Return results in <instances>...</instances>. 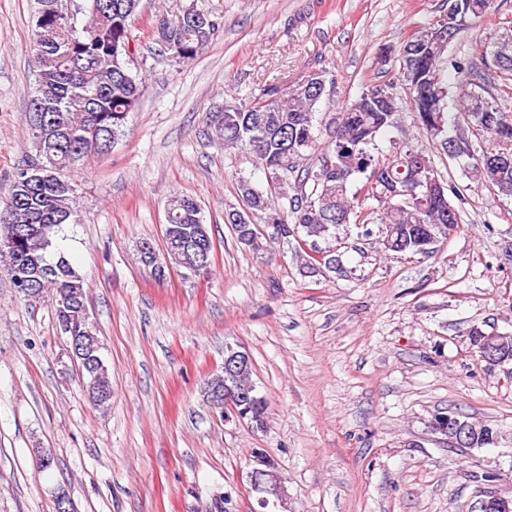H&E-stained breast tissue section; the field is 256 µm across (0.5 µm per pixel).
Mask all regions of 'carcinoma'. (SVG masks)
Returning a JSON list of instances; mask_svg holds the SVG:
<instances>
[{"label": "carcinoma", "instance_id": "carcinoma-1", "mask_svg": "<svg viewBox=\"0 0 512 512\" xmlns=\"http://www.w3.org/2000/svg\"><path fill=\"white\" fill-rule=\"evenodd\" d=\"M469 17L487 11L491 0H455ZM139 0H90L81 30L68 25L62 0H43V20L33 34L31 52L39 67L38 97L44 105L47 126L57 130L59 146L52 151L50 177L38 186H30L15 177L10 182L3 208L0 209V235L15 228L20 235L14 249L0 253L7 269L31 270L37 288L54 299L68 302L54 306L56 323L69 326L68 343L81 342L85 353L94 344L84 339L86 324L82 303L87 301L85 278L69 259L56 252V228L70 222L76 210V187L69 173L105 153L109 139L124 134L128 116L141 98V82L131 74V20ZM155 41L183 60L197 57L219 32L220 21L207 12L189 7L174 19L155 16ZM428 27L411 35L415 45L403 44L399 52L419 63L412 77L402 76L410 86L407 100L417 114L423 130L441 124L443 130L431 139L447 150L448 87L442 64L448 45L427 42ZM484 69L469 63L455 65L457 73L455 134L472 132L488 141L481 154L470 157L466 175L477 184L512 196V154L499 156L501 143H512V113L501 110L496 97L486 101L475 98L473 91L486 83L512 77V34L501 36L482 57ZM326 82L321 90L303 77L288 87L270 86L239 104H226L215 116L213 131L224 140L226 148H246L268 171V189L247 181L239 191L246 207L255 217L265 220L276 215L284 224L279 243H287L295 229L305 236L321 238L342 223L382 224L383 249L397 253L427 254L432 244L459 228L458 211L448 217V194L459 195L456 187L444 186L440 197L420 193L407 202L396 203L381 198L385 184L363 197L350 193L349 186L358 179L369 183L376 170L388 182H397L407 174L405 167L413 151L401 146L390 157L371 153L377 134L395 123L402 98L389 92L387 83H379L352 101H345L337 116L331 118L332 133L321 140L318 103L333 94V80L321 71ZM311 191H306V187ZM287 203H281V200ZM372 199L378 210L368 211L363 204ZM170 235L166 250L173 263L189 267L198 261L197 250L187 244L192 228H206L202 208L192 197L175 195L166 207ZM252 364L242 367L239 378L206 381L205 395L214 404L212 392L224 390L251 379ZM90 401L105 406L112 398L108 369L101 365L93 386L87 387ZM472 434V448L498 443L496 429L487 425L467 424Z\"/></svg>", "mask_w": 512, "mask_h": 512}]
</instances>
